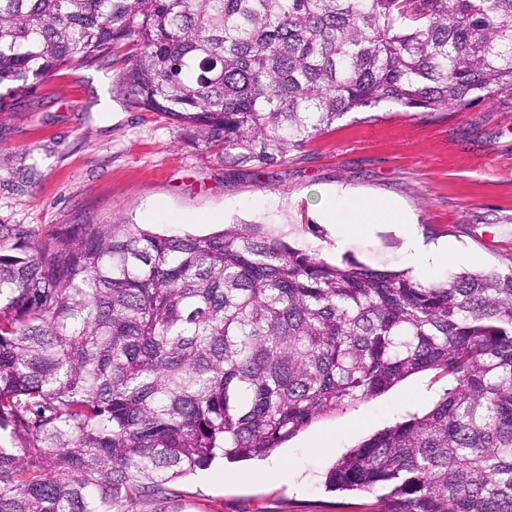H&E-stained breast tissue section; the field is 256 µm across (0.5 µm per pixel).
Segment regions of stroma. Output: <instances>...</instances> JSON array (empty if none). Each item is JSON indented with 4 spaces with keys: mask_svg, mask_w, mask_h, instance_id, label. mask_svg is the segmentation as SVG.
<instances>
[{
    "mask_svg": "<svg viewBox=\"0 0 512 512\" xmlns=\"http://www.w3.org/2000/svg\"><path fill=\"white\" fill-rule=\"evenodd\" d=\"M117 57L61 71L33 111L0 130V226L50 242L81 224H138L164 235H207L259 221L327 262L406 268L385 225L324 223L321 197H387L410 209L425 242L456 243L469 260L432 271L512 268V112L493 100L422 112L383 103L375 120L351 112L283 162L256 170L226 163L163 116L133 105ZM448 387L435 370L325 415L268 459L214 460L170 483L166 498L134 512H377L375 495L325 488L333 464L372 434L427 412ZM287 460L288 481L248 480L249 469Z\"/></svg>",
    "mask_w": 512,
    "mask_h": 512,
    "instance_id": "35a3bbf8",
    "label": "stroma"
}]
</instances>
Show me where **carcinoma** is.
<instances>
[{
  "label": "carcinoma",
  "instance_id": "1",
  "mask_svg": "<svg viewBox=\"0 0 512 512\" xmlns=\"http://www.w3.org/2000/svg\"><path fill=\"white\" fill-rule=\"evenodd\" d=\"M126 51L139 107L235 165L350 112H512V0H0V129ZM0 245V512H122L216 457H263L427 370L448 389L328 471L381 512H512V270L421 284L262 224H85Z\"/></svg>",
  "mask_w": 512,
  "mask_h": 512
}]
</instances>
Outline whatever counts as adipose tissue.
I'll list each match as a JSON object with an SVG mask.
<instances>
[{
    "label": "adipose tissue",
    "instance_id": "obj_1",
    "mask_svg": "<svg viewBox=\"0 0 512 512\" xmlns=\"http://www.w3.org/2000/svg\"><path fill=\"white\" fill-rule=\"evenodd\" d=\"M324 212L329 223L388 224L402 240V251L411 277L426 282L430 271L451 263L465 262L464 253L447 242L427 244L417 233L410 211L400 203L385 198H328Z\"/></svg>",
    "mask_w": 512,
    "mask_h": 512
}]
</instances>
